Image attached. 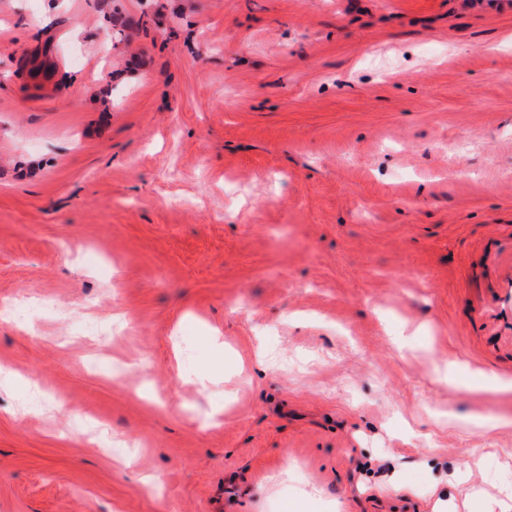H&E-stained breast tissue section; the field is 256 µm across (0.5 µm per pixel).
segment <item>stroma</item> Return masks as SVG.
<instances>
[{"mask_svg": "<svg viewBox=\"0 0 512 512\" xmlns=\"http://www.w3.org/2000/svg\"><path fill=\"white\" fill-rule=\"evenodd\" d=\"M2 308L0 512H487L512 0H0Z\"/></svg>", "mask_w": 512, "mask_h": 512, "instance_id": "obj_1", "label": "stroma"}]
</instances>
